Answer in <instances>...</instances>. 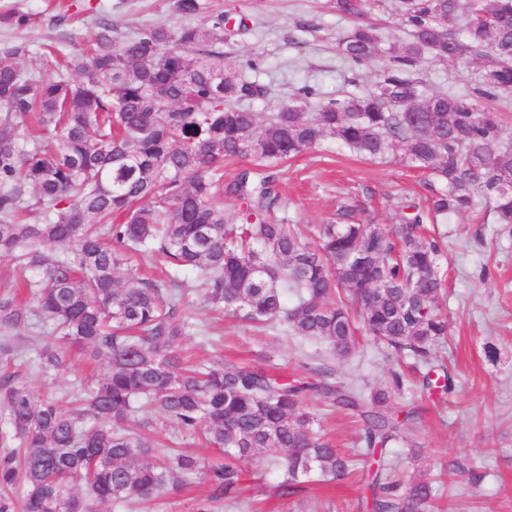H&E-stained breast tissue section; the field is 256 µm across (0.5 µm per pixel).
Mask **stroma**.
Segmentation results:
<instances>
[{"instance_id":"35a3bbf8","label":"stroma","mask_w":512,"mask_h":512,"mask_svg":"<svg viewBox=\"0 0 512 512\" xmlns=\"http://www.w3.org/2000/svg\"><path fill=\"white\" fill-rule=\"evenodd\" d=\"M208 11H223L224 58L239 69H252L263 85V96L246 106L260 114L277 111L302 88L325 103L347 92L373 90L384 68L377 61L358 67L337 52L339 39L356 26V19L338 13L335 0H205ZM17 9L30 15L25 28L0 25V44L26 45L20 66L44 79L62 73L69 55L86 48L94 35L92 13L111 17L119 34L130 35L158 23L206 24V13L182 17L173 0H0V13ZM55 45L56 55L46 53ZM478 65L473 61H428L419 72L432 90L471 92ZM286 203L289 223L324 224L335 219L340 202L359 201L367 217L381 228L399 223L397 201H425L432 177L395 159L366 161L339 142L327 138L296 157L268 164ZM448 248L441 266L448 273V291L441 307L448 314V342L438 353L454 389L447 402L425 396L412 359H394L372 342L362 343L351 356L330 360L325 345L301 340L271 328H260L243 313L215 312L188 295L181 315L202 324L206 334L190 333L184 346L198 360L216 355L276 367L296 378L308 367L333 362L337 378L355 380L365 392L386 387L392 371L405 373L407 383L397 406L419 408L420 419L405 426L406 441L390 448L389 458L404 480L432 478L448 471L437 485L434 512H512V231L496 224L487 204L478 218L463 215L440 225ZM10 369L39 396H58L77 382L94 383L108 370L106 362L84 364L77 349H69L67 368L41 374L26 338L11 342ZM323 435L345 451L362 450L357 419L328 404L309 401ZM242 500L264 512H368L370 492L360 476L342 482L304 483L294 498L276 497L280 471L261 459L244 462Z\"/></svg>"}]
</instances>
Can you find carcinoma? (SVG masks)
Masks as SVG:
<instances>
[{"label":"carcinoma","mask_w":512,"mask_h":512,"mask_svg":"<svg viewBox=\"0 0 512 512\" xmlns=\"http://www.w3.org/2000/svg\"><path fill=\"white\" fill-rule=\"evenodd\" d=\"M398 3L405 40L387 46L374 27L358 25L337 44L356 65L387 60L375 90L312 113L309 88L264 117L232 105L263 87L224 62L222 11L207 25L161 23L122 41L101 17L89 50L66 64L86 74L80 82L26 72L16 63L26 47L0 46V256L25 274L40 272L25 280L34 306L0 297V331L31 332L44 373L66 367L71 347L109 367L82 390L76 411L0 374V412L18 441L0 457V512H98L106 503L165 499L200 471L194 452L160 451L171 431L202 435L224 456L192 512L238 504L242 463L257 456L283 472L282 499L313 473L341 479L360 464L372 512H426L432 482L404 486L384 459L416 416L393 405L403 375L368 395L335 379L329 363L313 369L316 378L291 382L222 357L187 366V289L165 293L121 273L126 252L149 250L197 273V292L212 308L244 310L340 358L356 350L362 331L427 367L430 396L449 393L448 370L434 365L448 338L439 305L446 273L427 225L471 211L478 198L493 202L497 223L512 224V144L494 110L427 91L415 73L429 60L472 59L474 96L500 99L512 89V0ZM366 5L336 0L348 16ZM173 8L193 16L203 3L175 0ZM327 137L365 158L397 157L445 188L423 207L403 204L402 221L387 231L362 222L360 205H343L340 223L309 227L313 247L297 225L271 221L280 197L269 176L241 172L228 187L241 207L224 209V159L281 160ZM309 399L362 421V460L314 431ZM146 408L153 418L135 419Z\"/></svg>","instance_id":"cac0c4a2"}]
</instances>
